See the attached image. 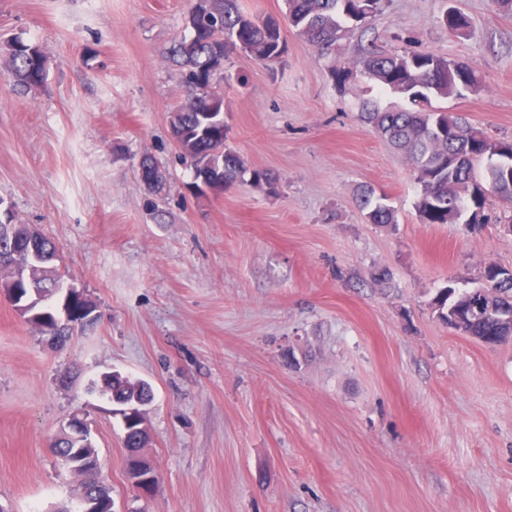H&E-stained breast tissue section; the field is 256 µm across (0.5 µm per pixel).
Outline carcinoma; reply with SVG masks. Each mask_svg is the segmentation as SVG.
Returning <instances> with one entry per match:
<instances>
[{
	"mask_svg": "<svg viewBox=\"0 0 512 512\" xmlns=\"http://www.w3.org/2000/svg\"><path fill=\"white\" fill-rule=\"evenodd\" d=\"M290 28L306 39L321 56L336 48L352 24L375 17L383 0H372V13L361 14L362 0H285ZM209 13L190 27V34L174 41L168 55L178 68L186 101L169 112L172 138L185 161L193 169L194 179L201 177L224 188L250 176L252 183L275 189L277 179L257 170H249L244 158L226 144L224 96L215 91L224 71L215 65V49L224 50V58L242 52L266 65L277 63L284 55L286 41L281 25L272 19H259L242 11L237 0H208ZM450 33L462 37L469 21L459 12L446 15ZM5 72L25 90L43 86L48 79L47 59L38 45L21 39L0 43V61ZM369 78L375 86L408 100L407 109L380 110L366 102L360 117L394 147L410 159L414 180L420 187L415 207L424 224H455L463 215L484 211L487 197L478 183L472 157L484 155L483 171L492 174L512 143L494 141L486 133L466 122L460 115L432 106L434 99L458 98L477 93L482 82L473 70L459 62H451L435 53L394 50L388 53L369 51L353 66L335 72L339 81L356 74ZM141 165L154 167L158 176L148 190L162 193L167 175L158 163L146 157ZM361 205L371 224H394L396 215L387 199L369 188L362 191ZM16 234L28 239L41 238V252L29 255L16 270L0 269V290L6 294L23 291L33 283H51L62 288L58 276L54 242L29 227L16 226ZM473 290L448 285L434 298V311L448 322V310H460ZM464 333L479 340L494 333L497 342L512 335V326L494 322H477ZM91 389L102 396L114 394L116 399L136 404L153 395L152 387L143 380H132L117 372L103 382L91 381Z\"/></svg>",
	"mask_w": 512,
	"mask_h": 512,
	"instance_id": "1",
	"label": "carcinoma"
}]
</instances>
